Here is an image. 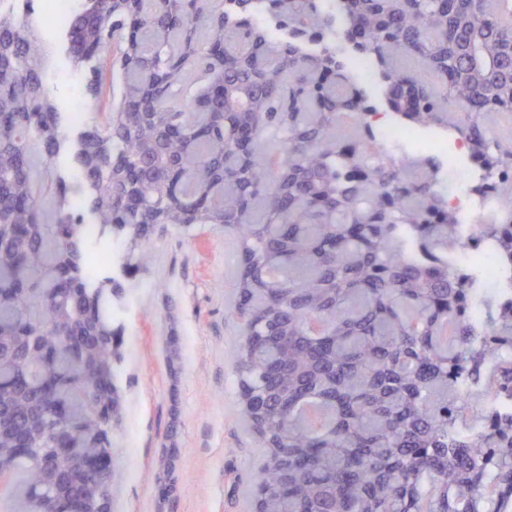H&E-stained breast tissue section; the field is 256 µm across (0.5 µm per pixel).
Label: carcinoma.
<instances>
[{
	"instance_id": "obj_1",
	"label": "carcinoma",
	"mask_w": 512,
	"mask_h": 512,
	"mask_svg": "<svg viewBox=\"0 0 512 512\" xmlns=\"http://www.w3.org/2000/svg\"><path fill=\"white\" fill-rule=\"evenodd\" d=\"M117 9L85 0L68 55L98 112L118 36L135 61L117 70L128 106L80 136L87 211L43 224L28 145L54 172L61 113L40 44L0 8V455L4 477L21 475L19 512L44 483L43 384L63 398L73 449L112 445V279L91 261L115 235L125 267H145L158 224H222L239 239L234 370L252 396L245 417L281 444L253 476L264 512H506L512 300L491 294L472 318L477 278L455 262L460 220L436 187L441 165L380 154L338 41L377 61L395 117L451 130L490 173L503 216L480 231L512 262V138L484 122L512 112L499 66L512 58V0H336L334 16L318 0H140L115 30ZM258 13L288 40L254 26ZM468 43L480 70L466 65ZM266 132L280 144L271 153L259 149ZM119 468L106 482L84 476L109 509Z\"/></svg>"
}]
</instances>
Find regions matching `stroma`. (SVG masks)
Here are the masks:
<instances>
[{"mask_svg": "<svg viewBox=\"0 0 512 512\" xmlns=\"http://www.w3.org/2000/svg\"><path fill=\"white\" fill-rule=\"evenodd\" d=\"M14 8L51 52L41 75L62 114L64 146L54 177L32 171L43 223H55L57 179L75 189L72 122L83 72L65 54V31L42 21L31 0ZM146 270L127 276L109 266L118 333L114 344L120 419L112 440L124 457L112 512H254L251 477L265 446L239 414L233 360L242 328L230 310L238 298L239 245L221 224L157 227Z\"/></svg>", "mask_w": 512, "mask_h": 512, "instance_id": "35a3bbf8", "label": "stroma"}]
</instances>
